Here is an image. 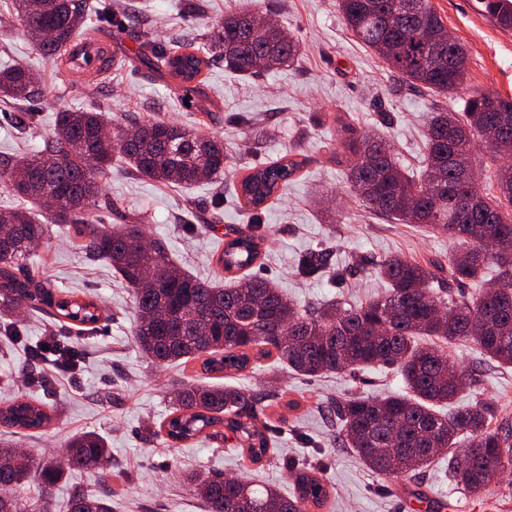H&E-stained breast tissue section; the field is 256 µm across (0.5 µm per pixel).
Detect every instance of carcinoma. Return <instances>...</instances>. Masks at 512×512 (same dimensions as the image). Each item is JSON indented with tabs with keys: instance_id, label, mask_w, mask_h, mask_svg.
Instances as JSON below:
<instances>
[{
	"instance_id": "1",
	"label": "carcinoma",
	"mask_w": 512,
	"mask_h": 512,
	"mask_svg": "<svg viewBox=\"0 0 512 512\" xmlns=\"http://www.w3.org/2000/svg\"><path fill=\"white\" fill-rule=\"evenodd\" d=\"M484 11L502 30L512 31V0H481ZM344 23L353 36L374 50L388 69L407 83L442 95L456 92L466 69L436 63L433 43L445 56L463 51L443 39L446 29L431 0H338ZM86 0H14L13 12L40 51L88 72L108 65V51L99 47L74 62L76 38L84 35ZM208 45L197 53L167 47L152 38L140 44L142 61L165 68L185 95L197 94L193 82L216 61L243 77L261 70L290 66L300 57L299 40L287 33L274 12L236 11L224 15L206 35ZM40 83L38 74L20 65L0 68V97L25 101ZM512 118V97L471 92L461 112L431 113L426 125L427 165L414 178L394 157L385 141L361 135L342 124L343 152L351 157L347 177L371 211L404 224H423L448 236L457 247L448 255V284L482 282L496 264L499 283L467 302L435 296V273L426 263L392 255L380 261L388 284L384 295L342 307L336 303L302 309L270 280L245 270L260 258L268 239L238 231L224 244L217 266L242 273L229 288L213 287L176 266L163 243L138 248L143 225L129 221L96 226L88 207L102 179L111 171L113 151L133 172L162 185L191 187L224 180V143L161 119H134L114 127L104 138V121L94 110L59 113L43 149L0 166V185L29 206L0 211V308L25 305L50 315L93 324L104 307L95 300L61 297L46 274L24 269L34 246L47 237L48 225L35 209H51L52 224H69L85 237L92 259L111 263L133 291V336L139 349L157 363L202 359L209 373L240 371L251 356L276 355L289 371L302 376L355 371L374 365L398 369L406 393L384 398L352 396L329 406L340 427L341 444L352 449L370 470L389 478H406L448 455V470L469 493L482 494L497 472L512 469V424L495 422L482 402L453 405L471 380L455 367L445 348L472 342L501 366L512 367V163L500 166L495 188H466L458 179L473 168L479 147L512 158V132L501 125ZM303 162L288 156L253 167L240 180L244 207L256 211L278 192ZM330 266L328 254L310 251L297 271L318 276ZM264 397L219 385H188L175 399L174 416L159 431L176 442L205 430L224 427L240 437L242 452L256 464L270 451L269 426L262 421ZM52 420L39 404L16 400L0 408V424L39 430ZM103 440L85 433L74 437L66 459L35 461L8 444L0 445V512H48L47 506L21 498L20 489L37 477L43 496L65 470L104 466ZM294 494L269 486L256 487L244 477L193 474L190 484L203 498L207 512H308L324 509L330 490L312 468L292 472ZM69 512H107L101 498L73 493Z\"/></svg>"
}]
</instances>
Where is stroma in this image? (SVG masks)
Here are the masks:
<instances>
[{
	"label": "stroma",
	"instance_id": "obj_1",
	"mask_svg": "<svg viewBox=\"0 0 512 512\" xmlns=\"http://www.w3.org/2000/svg\"><path fill=\"white\" fill-rule=\"evenodd\" d=\"M88 2L107 7L114 18L99 23L98 34L117 61L91 82L44 56L15 19L11 0H0V66L20 63L42 76L28 102L0 100V163L40 151L64 110L95 109L110 128L127 117L168 120L223 139L230 167L223 183L165 186L136 176L116 157L92 212L104 225L140 222L148 239L164 242L170 258L199 280L224 288L233 283V276L220 272L217 254L233 229L249 226L269 240L251 274L273 281L305 308L331 301L349 305L384 294L387 285L376 265L391 255L447 265L445 236L367 209L345 177V164L331 159L328 147L340 144L345 121L383 136L400 163L417 173L425 166L430 112L463 111L471 90L512 96V32L499 29L478 0H431L468 55L465 85L451 96L413 87L390 72L346 29L336 0H202L200 12L188 9L185 0ZM270 7L299 39V61L249 79L214 63L203 73L214 114L200 112L198 100L186 99L167 71H147L139 61L146 38L200 46L225 13ZM24 110L34 115L27 134L14 124ZM287 154L304 155L306 165L280 197L248 217L237 195L239 179L256 163ZM311 250L328 252L331 269L305 278L297 272L298 260ZM27 264L50 276L64 294L90 296L106 308L95 327L63 328L22 306L7 316L18 327V337L0 333V404L15 399L43 403L53 415L39 432L14 435L18 448L36 460L61 461L71 437L95 432L109 449L106 467L71 470L54 487L51 512H68L78 490L107 497L111 512H205L183 481L186 470L243 476L287 496L293 490L291 469L302 465L318 469L331 490L324 512H512V470L487 494L475 497L451 481L447 457L401 481L371 471L340 447L328 405L354 394L405 392L396 370L374 366L351 376L307 377L293 374L272 356L257 359L255 367L224 373L204 372L197 360L160 365L135 344L129 288L106 261L88 260L69 225H50L48 238ZM59 334L79 353L75 374L45 362L43 382H31L30 349ZM448 355L473 373L461 403H488L498 417L512 421V368L488 360L471 342L450 347ZM193 383L267 393L264 417L272 443L262 463H251L227 431L178 445L159 433L179 388Z\"/></svg>",
	"mask_w": 512,
	"mask_h": 512
}]
</instances>
